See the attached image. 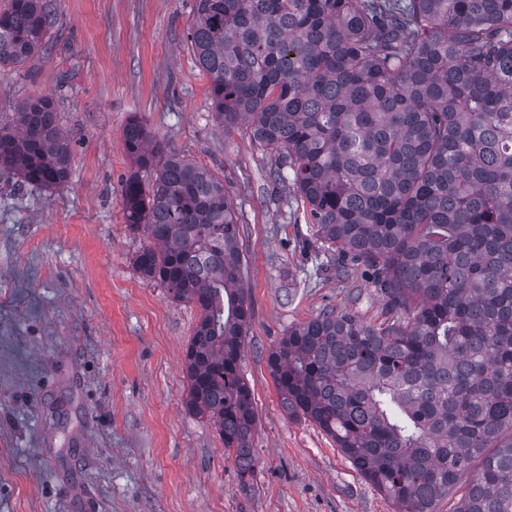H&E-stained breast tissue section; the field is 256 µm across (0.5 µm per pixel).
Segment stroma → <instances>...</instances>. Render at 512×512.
<instances>
[{
    "mask_svg": "<svg viewBox=\"0 0 512 512\" xmlns=\"http://www.w3.org/2000/svg\"><path fill=\"white\" fill-rule=\"evenodd\" d=\"M194 0H57L23 66L0 67V124L53 98L72 146L59 190L0 176V512H395L313 422L282 409L267 354L322 309L383 321L373 274L312 244L309 209L268 178L271 150L220 130L187 40ZM209 168L239 220L254 317L242 374L258 415L252 485L214 423L183 404L198 319L141 277L121 207L133 164L122 129Z\"/></svg>",
    "mask_w": 512,
    "mask_h": 512,
    "instance_id": "35a3bbf8",
    "label": "stroma"
}]
</instances>
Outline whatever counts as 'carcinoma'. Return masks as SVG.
I'll list each match as a JSON object with an SVG mask.
<instances>
[{"instance_id": "cac0c4a2", "label": "carcinoma", "mask_w": 512, "mask_h": 512, "mask_svg": "<svg viewBox=\"0 0 512 512\" xmlns=\"http://www.w3.org/2000/svg\"><path fill=\"white\" fill-rule=\"evenodd\" d=\"M56 23L54 0H10L0 65ZM187 38L218 126L277 153L269 175L308 203L316 241L373 269L386 301L379 324L326 308L288 329L267 355L284 410L396 512H434L466 477L458 512H512V0H194ZM122 144L124 220L149 239L135 267L200 312L184 407L245 484L253 307L232 201L135 113ZM70 163L51 98L0 126V170L21 185L60 187Z\"/></svg>"}]
</instances>
